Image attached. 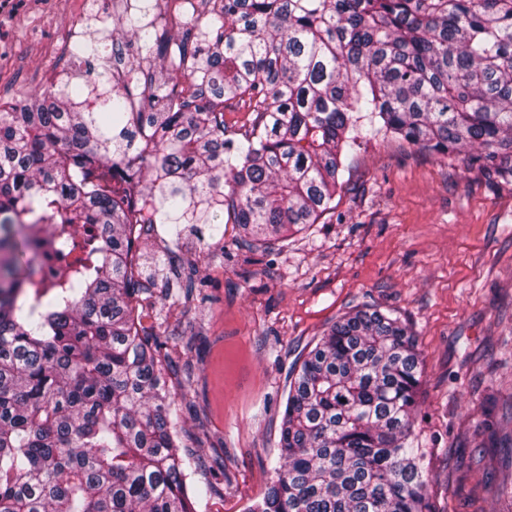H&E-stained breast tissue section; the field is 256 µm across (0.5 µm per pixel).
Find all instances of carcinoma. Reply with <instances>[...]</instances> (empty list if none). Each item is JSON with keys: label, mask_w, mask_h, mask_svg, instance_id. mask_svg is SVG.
Wrapping results in <instances>:
<instances>
[{"label": "carcinoma", "mask_w": 512, "mask_h": 512, "mask_svg": "<svg viewBox=\"0 0 512 512\" xmlns=\"http://www.w3.org/2000/svg\"><path fill=\"white\" fill-rule=\"evenodd\" d=\"M166 79L111 105L81 91L0 105V512H195L196 460L177 451L188 404L171 393L167 337L143 324L135 243L151 224H216L270 248L329 210L364 136L464 156L512 183V0H221ZM136 27L140 52L169 43ZM95 42L81 55L87 75ZM254 102L227 137L224 108ZM137 100L145 112L129 111ZM97 236L59 291L35 279L28 223ZM424 374L399 317L357 308L293 372L280 456L243 512H433L414 447Z\"/></svg>", "instance_id": "carcinoma-1"}]
</instances>
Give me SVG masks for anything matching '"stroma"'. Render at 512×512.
<instances>
[{
  "label": "stroma",
  "mask_w": 512,
  "mask_h": 512,
  "mask_svg": "<svg viewBox=\"0 0 512 512\" xmlns=\"http://www.w3.org/2000/svg\"><path fill=\"white\" fill-rule=\"evenodd\" d=\"M63 16L14 20L0 41L11 74L0 98L23 101L82 83L83 61L59 41ZM234 224L152 225L139 271L154 278L139 306L169 336L190 382L183 452L201 465L190 486L214 484L196 512H243L280 464L288 382L334 322L363 307L388 310L414 331L425 365L414 415L437 512H501L494 484L512 439V183L478 166L398 140L352 155L334 212L265 253L240 247ZM193 256L204 286L182 297L162 269L163 248ZM224 453V477L207 462Z\"/></svg>",
  "instance_id": "obj_1"
}]
</instances>
